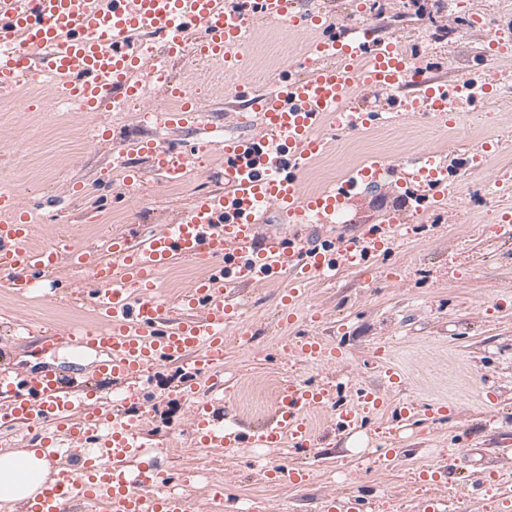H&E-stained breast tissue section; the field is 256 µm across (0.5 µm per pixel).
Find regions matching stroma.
Returning <instances> with one entry per match:
<instances>
[{"instance_id":"obj_1","label":"stroma","mask_w":512,"mask_h":512,"mask_svg":"<svg viewBox=\"0 0 512 512\" xmlns=\"http://www.w3.org/2000/svg\"><path fill=\"white\" fill-rule=\"evenodd\" d=\"M318 3L324 12L318 28L255 19V34L233 79L215 68L198 71L188 59L173 64V77L188 85L210 122L211 137L258 132V121H239L237 85L254 83L265 71L277 77L307 73L314 42L349 34L365 19L382 37L414 31L404 49L414 68L450 83L464 75L479 79L487 71L495 81L487 96L458 104L450 123L401 95L358 91L354 102L390 113V120L358 131L324 128L325 150L300 174L304 193L332 186L373 159L399 163L443 151L451 170L447 196L426 203L411 232L376 256L371 277L340 265L333 279L309 281L295 321L283 315L285 284L240 291L241 317L225 332L224 369L217 378L222 388L214 393L217 425L246 432L263 424L275 400L260 385L281 387L292 380L326 386L339 403L358 410L360 425L342 429L328 407L311 413L314 443L305 453L287 442L277 448H202L174 365L154 369L144 398L119 410L142 415L143 442L196 512H247L257 504L268 512H324L333 496L359 498L370 512H424L431 499L440 512H456L459 504L463 512H498L502 498L512 497V237L482 228L512 214V56L489 53L492 33L512 26V0H456L451 8L427 0L422 13L411 0ZM166 100L159 89L153 97L133 98L123 112H75L61 110L47 84L0 96V185L15 189L11 210L21 214L36 209L38 199L55 201L38 209L36 243L72 235L95 248L113 235L131 238L172 223L202 194L223 190L219 154L201 150L190 128L160 126L157 109ZM147 139L186 157L178 188L162 182L144 157L128 158L143 175L139 188L126 187L122 172L113 168L116 150ZM483 145L489 148L485 169L465 177L456 173L463 154ZM414 205L389 182L356 198L343 223L288 224L272 211L259 231L333 241ZM201 272L190 260L162 270V297L177 303ZM43 284L51 288L50 298L0 287V368L30 377L51 366L86 384L104 355L90 353L64 330L93 324L86 297L94 284L65 263ZM243 328L250 332L246 346L238 339ZM49 329L60 330V338L40 346ZM305 337L341 349L342 359L309 361L288 352V345ZM391 373L399 376L398 384H389ZM365 386L383 392L385 408L361 409ZM175 438L184 448L166 455ZM381 448H399L403 455L386 467L377 461ZM279 463L305 472V481L278 486L265 471ZM435 470L442 471L441 479L423 480V472ZM219 484L224 499L217 502Z\"/></svg>"}]
</instances>
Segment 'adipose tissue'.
<instances>
[{"label": "adipose tissue", "mask_w": 512, "mask_h": 512, "mask_svg": "<svg viewBox=\"0 0 512 512\" xmlns=\"http://www.w3.org/2000/svg\"><path fill=\"white\" fill-rule=\"evenodd\" d=\"M52 465L37 448L7 450L0 453V507L22 512L26 503L49 488Z\"/></svg>", "instance_id": "ef3b65f1"}]
</instances>
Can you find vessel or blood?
I'll list each match as a JSON object with an SVG mask.
<instances>
[{"mask_svg":"<svg viewBox=\"0 0 512 512\" xmlns=\"http://www.w3.org/2000/svg\"><path fill=\"white\" fill-rule=\"evenodd\" d=\"M295 26H318L319 12L297 14L294 0H0V92L13 93L42 82L59 98L83 112L121 108L137 95L131 74L180 96L182 109L164 115L166 126L184 125L195 104L187 88L174 82L169 59L186 54L228 63L229 51L249 38L254 18ZM161 44L149 51L144 39ZM310 71L282 78L268 91H251L245 105L261 120V130L214 142L224 156V190L200 197L174 223L137 239L112 238L106 251L51 239L32 246L27 215L0 212V286L16 293L32 291L60 262H69L96 284L91 305L94 324L68 329L77 343L104 351L99 375L128 381L124 400L137 398L154 367L177 363L184 369L192 397L193 421L207 447L235 448L237 433L215 427L210 404L198 382L220 371L224 330L237 320L235 289L287 283V307H294L306 281L336 264L364 267L401 237L408 218L395 214L388 223L369 226L344 238L339 250L287 244L284 235L257 239L264 210L276 209L290 224L335 223L363 192L395 177L399 188L415 196L440 197L448 189V162L429 152L399 165L372 160L345 181L307 195L300 173L325 148L321 129L356 131L376 120V113L351 105L360 88L393 90L409 79L407 61L390 38L356 30L353 37L316 41L308 56ZM415 104L439 116L451 115L461 101L476 98L478 83L454 84L418 77ZM139 154L152 158L162 181L184 178L183 156L162 151L155 141L137 142ZM185 259L201 264L202 274L183 296L187 321L176 324L171 306L159 293L158 272ZM300 358H340L339 350L308 338L294 350ZM330 390L308 381L289 383L278 394L274 418L252 430L256 448L291 441L305 451L313 444L307 416L325 407ZM0 417L21 421L38 432L47 456L63 447L97 445L79 464L61 466L52 486L30 500L25 512H64L77 496L93 512H195L187 496L163 490L157 459L139 440L132 420L100 400L97 386L75 395L66 376L47 369L33 378L0 371Z\"/></svg>","mask_w":512,"mask_h":512,"instance_id":"obj_1","label":"vessel or blood"}]
</instances>
